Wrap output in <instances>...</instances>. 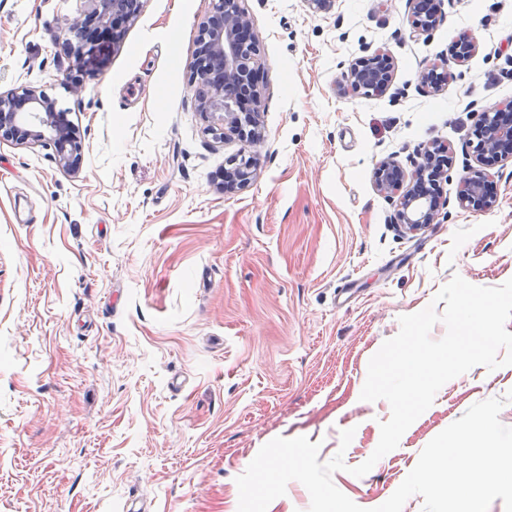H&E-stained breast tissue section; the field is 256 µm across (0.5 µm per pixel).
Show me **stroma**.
Wrapping results in <instances>:
<instances>
[{"label":"stroma","mask_w":512,"mask_h":512,"mask_svg":"<svg viewBox=\"0 0 512 512\" xmlns=\"http://www.w3.org/2000/svg\"><path fill=\"white\" fill-rule=\"evenodd\" d=\"M143 0L119 43L77 69L61 27L83 0H0V88L57 99L82 144L77 171L46 144L0 142V512H238L236 479L277 437L304 436L334 485L384 503L424 447L476 402L512 390V365L450 380L366 475L387 401L360 393L400 316L453 276L512 278V165L494 207L461 209L460 178L488 103L512 105V0H445L411 35L406 0H242L264 59L257 179L225 194V160L189 85L211 0ZM481 50L439 94L417 84L460 36ZM385 49L381 95L340 97L339 64ZM439 141L455 164L439 223L401 233L376 162ZM354 429L348 448L340 433Z\"/></svg>","instance_id":"obj_1"}]
</instances>
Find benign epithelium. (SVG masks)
<instances>
[{
    "label": "benign epithelium",
    "mask_w": 512,
    "mask_h": 512,
    "mask_svg": "<svg viewBox=\"0 0 512 512\" xmlns=\"http://www.w3.org/2000/svg\"><path fill=\"white\" fill-rule=\"evenodd\" d=\"M85 8L65 20L62 50L76 63L94 55L98 41H119L124 28L141 12L142 0H83ZM240 0H213L210 14L200 23L197 52L191 66L190 86L196 109L208 122V133L226 141L238 138L253 149L248 159L228 161L224 168V192L233 193L256 177L259 156L266 141L261 120L265 87L259 84L261 58L250 15ZM444 0H407L411 33L420 35L435 29L444 19ZM481 49L470 36L458 39L449 56L439 64H423L417 73L418 86L430 93L443 91L454 66L465 65ZM395 60L386 50H374L341 64L338 93L347 98L386 93L393 85ZM68 113L36 87L19 91L0 90V141L39 144L51 141L55 160L65 170L78 167L81 147L70 135ZM476 165L468 167L459 183L461 208L485 212L493 207L488 195L491 165L512 163V107L480 112ZM454 156L450 147L433 142L416 151L411 168L394 157H385L373 168L375 191L392 201L389 222L406 234H415L436 224L443 204L424 190L426 180L447 176Z\"/></svg>",
    "instance_id": "1"
}]
</instances>
